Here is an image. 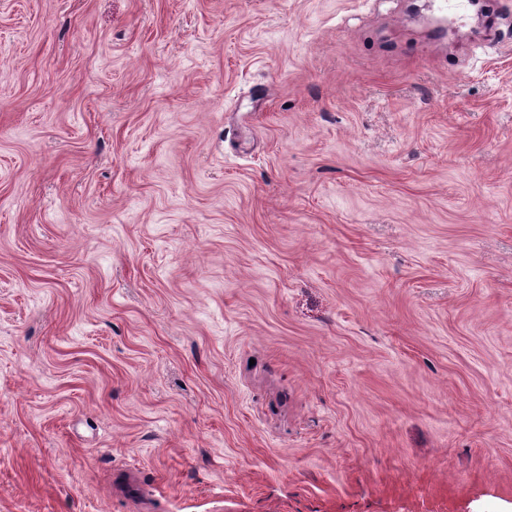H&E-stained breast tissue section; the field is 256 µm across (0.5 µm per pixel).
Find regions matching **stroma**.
<instances>
[{
  "label": "stroma",
  "instance_id": "1",
  "mask_svg": "<svg viewBox=\"0 0 512 512\" xmlns=\"http://www.w3.org/2000/svg\"><path fill=\"white\" fill-rule=\"evenodd\" d=\"M0 0V512H512V0Z\"/></svg>",
  "mask_w": 512,
  "mask_h": 512
}]
</instances>
